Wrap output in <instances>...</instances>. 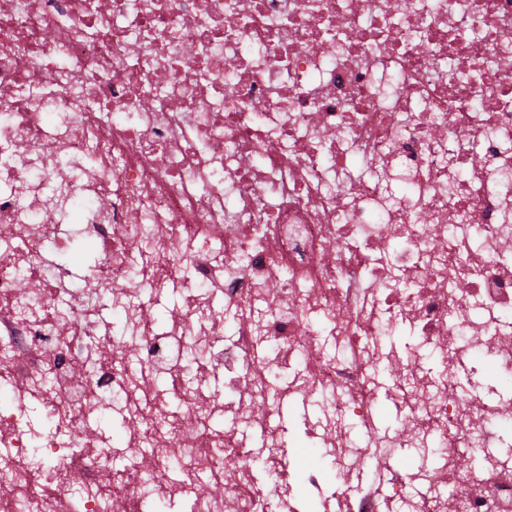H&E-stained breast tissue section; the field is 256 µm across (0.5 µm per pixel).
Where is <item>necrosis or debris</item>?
I'll return each instance as SVG.
<instances>
[{
    "label": "necrosis or debris",
    "mask_w": 512,
    "mask_h": 512,
    "mask_svg": "<svg viewBox=\"0 0 512 512\" xmlns=\"http://www.w3.org/2000/svg\"><path fill=\"white\" fill-rule=\"evenodd\" d=\"M0 88V377L20 389L0 512H63L104 405L138 416L135 463L82 487V512H144V455L157 499L297 512L242 432L279 462L289 394L319 407L305 432L340 484L398 446L436 463L324 512H512L511 456L456 463L512 411L461 380L478 354L512 370V0H0ZM75 234L100 255L89 299L42 253ZM172 281L194 290L178 320L141 330L142 291ZM105 306L125 333H96ZM388 367L392 437L372 432ZM32 393L64 440L24 430ZM201 459L215 495L194 494Z\"/></svg>",
    "instance_id": "obj_1"
}]
</instances>
